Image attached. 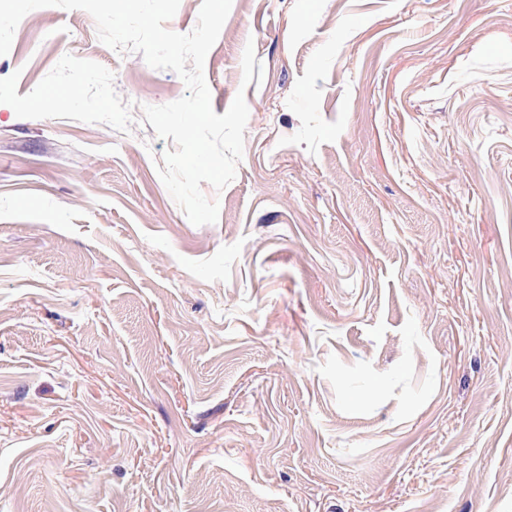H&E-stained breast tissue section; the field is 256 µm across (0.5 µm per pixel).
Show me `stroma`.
Wrapping results in <instances>:
<instances>
[{
  "label": "stroma",
  "mask_w": 512,
  "mask_h": 512,
  "mask_svg": "<svg viewBox=\"0 0 512 512\" xmlns=\"http://www.w3.org/2000/svg\"><path fill=\"white\" fill-rule=\"evenodd\" d=\"M205 77L196 226L175 72L59 7L0 55V512H512V0H232Z\"/></svg>",
  "instance_id": "35a3bbf8"
}]
</instances>
